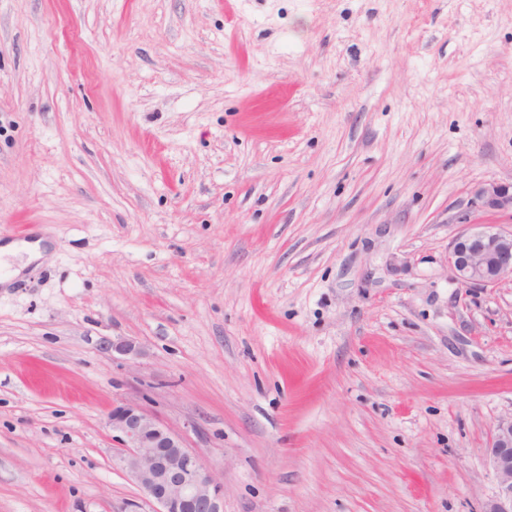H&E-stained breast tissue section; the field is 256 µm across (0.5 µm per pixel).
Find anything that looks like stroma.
<instances>
[{"mask_svg":"<svg viewBox=\"0 0 512 512\" xmlns=\"http://www.w3.org/2000/svg\"><path fill=\"white\" fill-rule=\"evenodd\" d=\"M512 0H0V512H153L140 405L224 512H481L512 281ZM134 341V361L106 341ZM475 203L490 216L508 215L512 218V183H484L473 189ZM469 228L454 238L448 252L453 277L466 285L488 288L512 280V229L496 222H466ZM24 251L28 254V263L46 259L45 249L41 246V240L37 239L32 242H8L0 245V255L11 256ZM119 465L155 512H224V485L183 437L146 409L121 402L108 416Z\"/></svg>","mask_w":512,"mask_h":512,"instance_id":"35a3bbf8","label":"stroma"}]
</instances>
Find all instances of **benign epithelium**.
<instances>
[{
  "mask_svg": "<svg viewBox=\"0 0 512 512\" xmlns=\"http://www.w3.org/2000/svg\"><path fill=\"white\" fill-rule=\"evenodd\" d=\"M475 203L491 216L512 217V183H484L473 189ZM453 277L466 285L488 288L512 279V230L494 222L473 223L454 238L448 252ZM107 349L133 360L136 344L116 338ZM123 448L119 465L155 512H224V484L184 443L183 437L146 409L121 402L108 416ZM495 493L482 512H512V416L496 424L486 454Z\"/></svg>",
  "mask_w": 512,
  "mask_h": 512,
  "instance_id": "benign-epithelium-1",
  "label": "benign epithelium"
}]
</instances>
